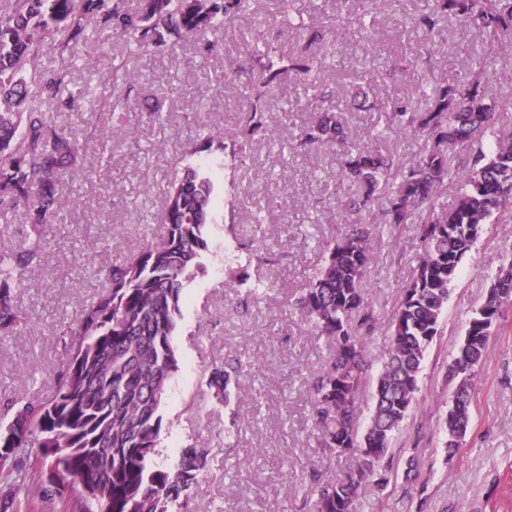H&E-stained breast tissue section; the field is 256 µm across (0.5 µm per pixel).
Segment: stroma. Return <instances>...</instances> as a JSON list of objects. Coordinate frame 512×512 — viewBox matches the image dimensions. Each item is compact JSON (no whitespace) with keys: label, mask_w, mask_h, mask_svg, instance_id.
<instances>
[{"label":"stroma","mask_w":512,"mask_h":512,"mask_svg":"<svg viewBox=\"0 0 512 512\" xmlns=\"http://www.w3.org/2000/svg\"><path fill=\"white\" fill-rule=\"evenodd\" d=\"M294 7L315 23L338 13L345 19L320 75L337 97L361 86L379 100L404 99L425 108L415 75L419 66L443 84L462 88L469 82L468 53L478 34L453 26L441 45L430 47L411 20L429 12L431 0H387L373 12L368 41L358 34L361 0H294ZM272 10L270 0H252L243 26L251 28L254 40L296 49V36L267 24ZM227 71L234 73L235 84L225 85ZM257 72L252 46L235 29L223 49L208 57L194 41L173 54L142 56L131 66L130 113L106 118L87 104L64 113L65 124L76 131L107 122L112 141L105 147L90 142L93 171L74 178L61 199L59 223L46 232L39 263L15 291L16 306L28 322L25 334L0 335V404L14 396L50 397L67 359L68 329L78 323L82 304L102 291V270L122 263L157 233L183 152L197 149L202 158L222 163L221 206L209 228L203 271L183 294L175 338L179 369L169 382L159 444L164 457L198 440L213 445L188 512H315L303 487L310 472L333 480L351 466L348 458L327 459L317 446L306 381L321 370L330 345L293 303L323 262L322 242L338 232V203L348 194L340 182L347 148L377 143L406 163L424 146L415 134L385 133V112L366 110L347 113V146L298 147L310 114L303 108L304 82L290 74L272 105L291 112L278 146L257 141L250 152L233 153L236 129L248 109L240 90ZM153 98L165 112L158 121L148 112ZM205 126L222 129V137L203 145ZM257 210L265 223H252ZM260 241L271 251L273 284L254 299L247 285L232 288L228 282L238 257ZM510 246L512 209L507 208L486 225L451 286L439 333L422 364L416 401L393 440L390 482L382 490L363 486L357 512H416L422 497L426 512H512V306L474 379L471 424L455 456H448L442 430L453 396L452 358L471 311L486 295L489 275ZM420 251L414 224L397 226L374 251L367 288L377 317L368 340L372 369L380 367L387 324ZM228 355L245 364L231 408H191L210 366ZM233 423L238 433L225 441L224 430ZM413 453L419 468L416 486L408 490L403 475Z\"/></svg>","instance_id":"obj_1"}]
</instances>
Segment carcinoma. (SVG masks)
<instances>
[{"label": "carcinoma", "mask_w": 512, "mask_h": 512, "mask_svg": "<svg viewBox=\"0 0 512 512\" xmlns=\"http://www.w3.org/2000/svg\"><path fill=\"white\" fill-rule=\"evenodd\" d=\"M248 0H0V217L25 212L30 233L24 244L0 254V333L20 335L25 318L14 304L27 269L39 257L44 229L57 223L58 201L68 180L90 172L85 143L107 142L110 127L78 134L60 124L71 107L69 85L77 62L65 52L86 40L94 24L108 33L102 44L112 59V85L125 84L130 61L172 53L189 40L205 41L211 53L223 47L228 26L246 15ZM278 24L307 35L310 24L294 14L293 0H274ZM458 22L482 38L473 55L485 65L512 45V0H432L416 21L431 37ZM56 47L60 64L31 85L25 66L35 65L45 46ZM259 74L249 84V110L233 142L245 153L259 136L273 143L283 116L269 111L282 77L295 72L307 81L309 105L327 97L316 74L326 54L285 53L273 44L255 50ZM482 70L459 90L433 83L427 73L428 107L393 101L381 106L387 129L425 138V149L405 166L363 146L348 155L343 180L354 190L340 216L343 228L322 244L323 264L295 301L302 318L326 337L332 353L308 388L316 439L331 458L352 466L335 480L313 474L305 484L316 512H355L362 486L381 487L391 471L394 434L418 391L425 354L438 335L450 286L460 265L492 223L512 206V135H499L496 116L512 112V84L496 98L481 90ZM342 109H323L302 130L300 145L341 143ZM213 166L188 163L170 181L163 232L123 263L107 270L105 291L82 307L70 330V356L53 396L16 399L10 417H0V478L16 512H29L31 494L68 499L72 512H184L200 482L209 445L189 444L175 459L159 462L163 408L171 376L179 369L174 342L180 304L189 282L202 270L209 248L207 227L217 201ZM455 202L440 199L448 184ZM382 202L381 210L374 209ZM419 225L422 253L388 325L386 358L377 375L374 407L360 422L355 401L369 368L367 336L377 321L366 298L377 230ZM512 304V249L490 275L483 303L472 311L453 363L454 399L444 419L448 456L470 423L473 378L485 363L489 340ZM236 358L211 366L204 387L190 401L202 409L226 407L234 398Z\"/></svg>", "instance_id": "1"}]
</instances>
